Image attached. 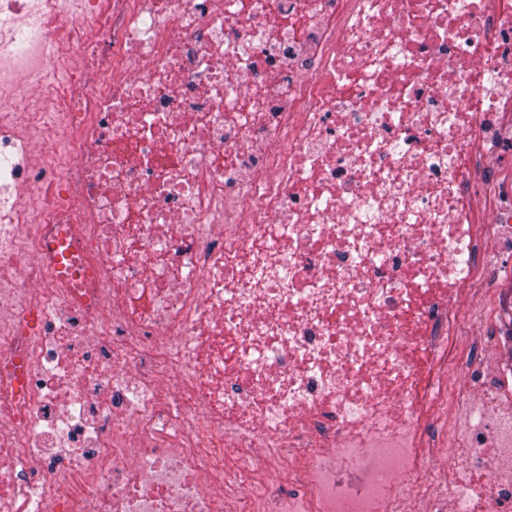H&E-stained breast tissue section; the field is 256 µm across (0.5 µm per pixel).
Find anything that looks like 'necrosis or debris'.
Segmentation results:
<instances>
[{
    "label": "necrosis or debris",
    "mask_w": 512,
    "mask_h": 512,
    "mask_svg": "<svg viewBox=\"0 0 512 512\" xmlns=\"http://www.w3.org/2000/svg\"><path fill=\"white\" fill-rule=\"evenodd\" d=\"M507 116L512 0H0V512H512ZM486 164L495 169L497 177L484 187L486 199L512 205V123L500 126L496 138L487 146ZM500 232L510 242L508 254L502 248L493 249L490 262L495 271L477 285L476 299L463 306L461 315L466 331L475 328L480 333L472 348L473 358L492 367L494 386L506 388L512 385V224H504Z\"/></svg>",
    "instance_id": "4bbe7bcc"
}]
</instances>
